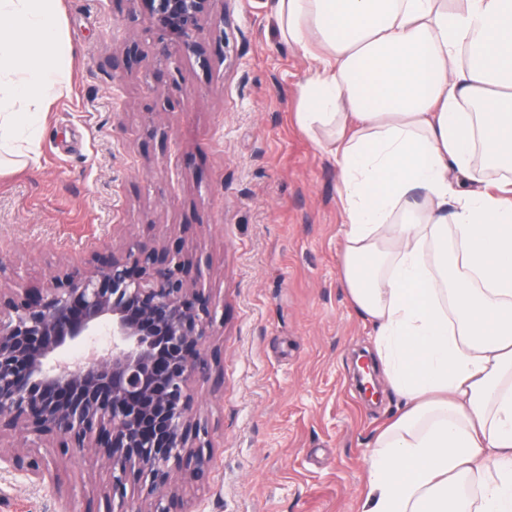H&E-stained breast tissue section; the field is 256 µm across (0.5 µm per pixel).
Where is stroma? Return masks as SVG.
Returning <instances> with one entry per match:
<instances>
[{
  "instance_id": "stroma-1",
  "label": "stroma",
  "mask_w": 512,
  "mask_h": 512,
  "mask_svg": "<svg viewBox=\"0 0 512 512\" xmlns=\"http://www.w3.org/2000/svg\"><path fill=\"white\" fill-rule=\"evenodd\" d=\"M61 2L70 92L37 163L0 169V260L32 287L134 240L182 247L217 303L218 358L194 405L212 473L174 474L190 512H362L369 450L403 402L381 376L368 399L354 374L374 331L340 279L336 164L295 122L307 59L266 0H215L197 52L147 37L145 0ZM43 454L62 492L18 480L10 512H104V464L54 440Z\"/></svg>"
}]
</instances>
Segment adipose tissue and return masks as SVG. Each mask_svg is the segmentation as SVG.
Masks as SVG:
<instances>
[{"mask_svg":"<svg viewBox=\"0 0 512 512\" xmlns=\"http://www.w3.org/2000/svg\"><path fill=\"white\" fill-rule=\"evenodd\" d=\"M339 174L340 278L406 409L363 512H512V0H273ZM61 0H0V145L68 93ZM484 158L499 172L486 181Z\"/></svg>","mask_w":512,"mask_h":512,"instance_id":"ef3b65f1","label":"adipose tissue"}]
</instances>
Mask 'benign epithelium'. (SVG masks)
<instances>
[{
  "label": "benign epithelium",
  "instance_id": "benign-epithelium-1",
  "mask_svg": "<svg viewBox=\"0 0 512 512\" xmlns=\"http://www.w3.org/2000/svg\"><path fill=\"white\" fill-rule=\"evenodd\" d=\"M146 2L155 30L199 48L214 0ZM192 266L180 249L133 241L61 266L43 288L0 283V435L24 438L0 448V475L52 477L56 463L26 449L53 438L109 464L107 512L128 485L144 503L129 512H177L172 472L208 480L191 386L211 376L217 310L186 278Z\"/></svg>",
  "mask_w": 512,
  "mask_h": 512
}]
</instances>
